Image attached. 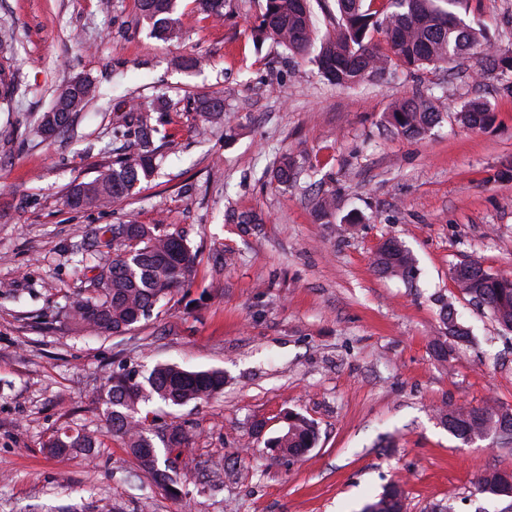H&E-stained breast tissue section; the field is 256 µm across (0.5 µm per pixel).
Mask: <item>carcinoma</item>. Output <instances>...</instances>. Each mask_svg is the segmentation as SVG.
I'll list each match as a JSON object with an SVG mask.
<instances>
[{"instance_id": "1", "label": "carcinoma", "mask_w": 512, "mask_h": 512, "mask_svg": "<svg viewBox=\"0 0 512 512\" xmlns=\"http://www.w3.org/2000/svg\"><path fill=\"white\" fill-rule=\"evenodd\" d=\"M178 0H139L142 18L149 23L151 34L163 41L181 38L178 26ZM207 18L222 19L229 0H196ZM461 0H386L380 10H373L364 0H336V28L318 34L310 0H265L261 21L255 30L259 37L271 38L289 52L312 55L319 73L328 82L355 87L382 76L391 68L441 66L483 44L486 60L498 62L494 45L482 28H475L455 12ZM382 35L383 44L372 42V33ZM13 40L0 39V105H10L17 90L12 62ZM79 87H73V83ZM57 94L51 109L41 119V131L52 128L57 134L67 132L74 118L99 96L97 85L78 77ZM162 103L119 105L114 126L115 137L123 140L128 153L112 163L90 181L73 184L67 204L82 208L91 204L122 205L138 185L150 179L158 168L161 147L154 144L159 133L154 113ZM199 133L224 117V100L201 95L194 101ZM461 120L472 128L490 124L494 112L484 100H472L460 111ZM440 113L430 99L419 92L399 101L388 114V124L399 135L417 138L440 122ZM270 182L286 186L297 175L296 162L286 154L268 168ZM92 252L106 257L97 265L98 274L91 280L93 295L75 300L70 319L79 329H93L120 334L151 317L155 306L167 299L176 288L195 279L198 255L184 236L161 224H114L87 243ZM374 266L383 275L407 283L418 276L412 253L395 239L384 242L377 250ZM463 271L454 272L462 293L478 308L489 312L501 328L512 333V277L494 275L477 260L462 263ZM445 333L430 342L439 361L470 342L471 329L458 320L455 309L442 303L440 309ZM224 388L220 370H186L176 364H158L140 378L132 371L115 373L105 388V414L112 435L123 440L134 455L141 471L155 484L173 492L171 478L157 468V448L145 431L141 406L157 399L170 407L209 399ZM441 424L455 437L497 436L495 446L512 449V410L496 404L481 406L448 403L437 410ZM288 429L264 441L266 455L275 460H294L315 447L319 433L313 421L289 415ZM188 432L181 425H170L164 445L173 450L184 445ZM98 442L89 433H72L62 429L49 444L50 451L64 457L77 449L95 448ZM512 486V471L491 470L477 482L481 494L497 496L504 486ZM373 512H404L405 489L399 480L390 482L375 500L369 502Z\"/></svg>"}]
</instances>
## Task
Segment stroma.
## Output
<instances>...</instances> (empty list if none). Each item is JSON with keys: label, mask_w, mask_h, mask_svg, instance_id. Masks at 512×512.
Here are the masks:
<instances>
[{"label": "stroma", "mask_w": 512, "mask_h": 512, "mask_svg": "<svg viewBox=\"0 0 512 512\" xmlns=\"http://www.w3.org/2000/svg\"><path fill=\"white\" fill-rule=\"evenodd\" d=\"M264 5L231 0L215 22L179 0L183 39L165 43L137 0H0L19 86L0 109V512H360L393 480L406 485V512H512V499L476 489L485 472L512 470V452L463 443L436 417L449 402L512 408V335L452 275L469 259L512 274V180L500 177L512 165V71L482 64L476 47L333 86L310 58L256 43ZM457 12L512 56V0H462ZM188 53L203 65L180 69ZM76 76L96 80L100 98L73 130L41 136L37 118ZM419 89L442 119L406 139L386 116ZM202 94L225 109L203 138L191 110ZM158 95L176 152L122 207L68 208L69 186L112 164V105ZM477 98L494 110L484 129L458 118ZM279 153L298 175L276 188L263 171ZM324 196L337 203L329 224L315 216ZM233 211L263 221L239 224ZM120 223L184 231L196 277L123 334L76 330L69 306L91 276L78 251ZM391 237L417 259L414 284L374 268ZM444 301L474 341L443 364L429 338ZM167 362L225 377L208 400L146 407L154 431L190 432L185 447L157 449L176 497L140 473L101 398L111 374ZM290 411L315 423L318 443L300 461L267 460L253 436L276 435ZM65 426L98 447L52 457L46 445Z\"/></svg>", "instance_id": "1"}]
</instances>
